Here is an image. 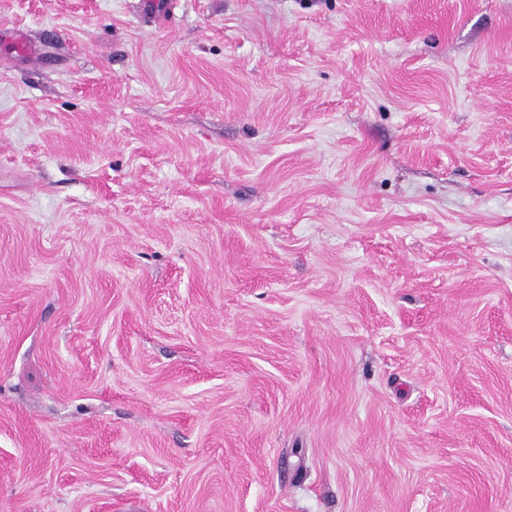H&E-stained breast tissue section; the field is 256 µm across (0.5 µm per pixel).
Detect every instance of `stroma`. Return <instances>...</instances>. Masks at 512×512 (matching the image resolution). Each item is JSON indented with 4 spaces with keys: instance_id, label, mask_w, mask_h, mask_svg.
<instances>
[{
    "instance_id": "stroma-1",
    "label": "stroma",
    "mask_w": 512,
    "mask_h": 512,
    "mask_svg": "<svg viewBox=\"0 0 512 512\" xmlns=\"http://www.w3.org/2000/svg\"><path fill=\"white\" fill-rule=\"evenodd\" d=\"M0 28V512H512V0Z\"/></svg>"
}]
</instances>
